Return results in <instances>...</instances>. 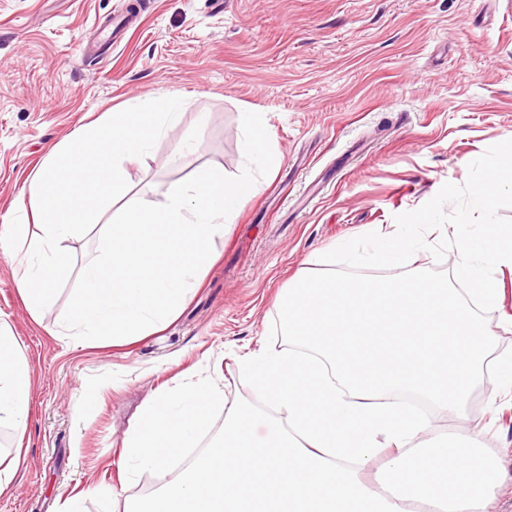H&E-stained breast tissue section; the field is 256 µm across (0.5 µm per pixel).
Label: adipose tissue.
<instances>
[{
    "label": "adipose tissue",
    "mask_w": 512,
    "mask_h": 512,
    "mask_svg": "<svg viewBox=\"0 0 512 512\" xmlns=\"http://www.w3.org/2000/svg\"><path fill=\"white\" fill-rule=\"evenodd\" d=\"M32 378L27 364L17 358V343L12 334L0 329V429L12 439L0 448V488L17 477V460L28 433Z\"/></svg>",
    "instance_id": "adipose-tissue-1"
}]
</instances>
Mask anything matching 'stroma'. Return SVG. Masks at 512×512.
I'll list each match as a JSON object with an SVG mask.
<instances>
[{
  "label": "stroma",
  "instance_id": "obj_1",
  "mask_svg": "<svg viewBox=\"0 0 512 512\" xmlns=\"http://www.w3.org/2000/svg\"><path fill=\"white\" fill-rule=\"evenodd\" d=\"M137 12L117 38L107 23ZM183 99L179 122L123 164L137 199L163 203L198 166L238 175L241 117L261 113L276 162L200 286L163 330L80 344L65 285L34 321L0 254V324L32 370L29 437L0 512H124L165 479L126 476L123 440L156 393L205 374L226 404L253 400L238 356L264 350L277 302L312 260L464 184L512 139V0H0V219L70 133L126 102ZM433 434L482 427L512 512V395L474 390Z\"/></svg>",
  "mask_w": 512,
  "mask_h": 512
}]
</instances>
